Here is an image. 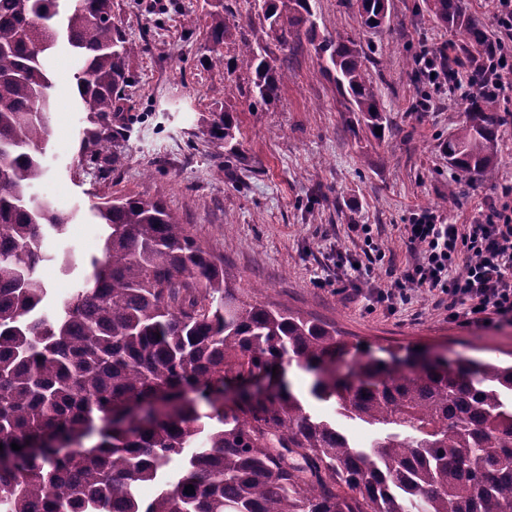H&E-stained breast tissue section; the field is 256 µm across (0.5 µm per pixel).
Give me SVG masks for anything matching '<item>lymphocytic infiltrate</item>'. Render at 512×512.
Segmentation results:
<instances>
[{
	"mask_svg": "<svg viewBox=\"0 0 512 512\" xmlns=\"http://www.w3.org/2000/svg\"><path fill=\"white\" fill-rule=\"evenodd\" d=\"M495 28L492 54L478 59L471 70L455 72L453 93L466 99L478 94L491 100L512 91V0H491ZM369 264L384 266L385 278L370 294L388 307L407 303L415 290L431 293L450 321L489 327L512 322V185L502 186L481 218L449 223L429 209L415 213L402 228L410 256L404 266L386 264L385 252L371 225H361Z\"/></svg>",
	"mask_w": 512,
	"mask_h": 512,
	"instance_id": "f902f5d3",
	"label": "lymphocytic infiltrate"
}]
</instances>
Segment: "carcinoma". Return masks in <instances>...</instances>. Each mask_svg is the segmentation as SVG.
Returning a JSON list of instances; mask_svg holds the SVG:
<instances>
[{"label": "carcinoma", "instance_id": "cac0c4a2", "mask_svg": "<svg viewBox=\"0 0 512 512\" xmlns=\"http://www.w3.org/2000/svg\"><path fill=\"white\" fill-rule=\"evenodd\" d=\"M348 5L369 30L388 17L389 0ZM428 10L488 54L464 0H428ZM261 11L276 46L306 39L346 110L372 131L383 125L360 45L320 31L311 0H262ZM208 17L210 67L222 69L219 46L242 25L218 3ZM60 44L80 61L92 124L81 148L96 153L112 138L135 52L112 0H0V512H512V365L415 347L386 361L334 325L253 300L158 197L94 206L101 256L45 309L39 267L56 258L43 244L75 218L31 196L46 174L47 58ZM240 55L255 98L272 103L282 65L246 39ZM504 122L493 101H466L448 164L493 178ZM235 129L226 110L208 133L229 144ZM56 260L70 270L67 255ZM353 350L355 369L336 373ZM292 365L313 375L311 397L375 429L368 446L305 411ZM259 377L273 389L249 391ZM231 383L241 392L226 409ZM149 484L157 491L144 500Z\"/></svg>", "mask_w": 512, "mask_h": 512}]
</instances>
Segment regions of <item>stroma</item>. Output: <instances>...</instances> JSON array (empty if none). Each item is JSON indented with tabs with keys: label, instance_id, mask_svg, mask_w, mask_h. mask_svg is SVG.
Instances as JSON below:
<instances>
[{
	"label": "stroma",
	"instance_id": "stroma-1",
	"mask_svg": "<svg viewBox=\"0 0 512 512\" xmlns=\"http://www.w3.org/2000/svg\"><path fill=\"white\" fill-rule=\"evenodd\" d=\"M211 3L112 0L115 22L139 51L129 61L133 82L112 115L111 172L79 150L89 122L76 93V60L63 50L52 56V135L35 191L78 216L65 235L45 241L48 252L72 261L68 274L55 262L42 266L51 294L79 287L85 260L101 251L104 229L93 205L110 195H148L222 255L228 277L255 287L258 301L335 325L375 356L410 345L512 363V323L459 326L422 290L391 313L357 295L356 279L341 293L334 286L337 252L363 248L351 225H377L386 255L401 266L408 260L401 226L412 213L430 209L465 222L512 183V118L497 133L495 180L459 172L443 145L463 105L447 83L426 88L416 78L421 51L449 43L459 49L461 39L432 18L425 0H390V21L377 30L362 27L347 0H314L320 28L354 40L377 62L371 76L388 119L377 138L345 110L306 40L281 52L288 78L268 105L256 102L250 72L232 64L242 40L222 45L227 68L210 69ZM228 105L237 120L230 149L207 133ZM288 377L308 411L336 418L357 443L370 440L371 429L337 416L334 402L307 398L311 374L292 369Z\"/></svg>",
	"mask_w": 512,
	"mask_h": 512
}]
</instances>
